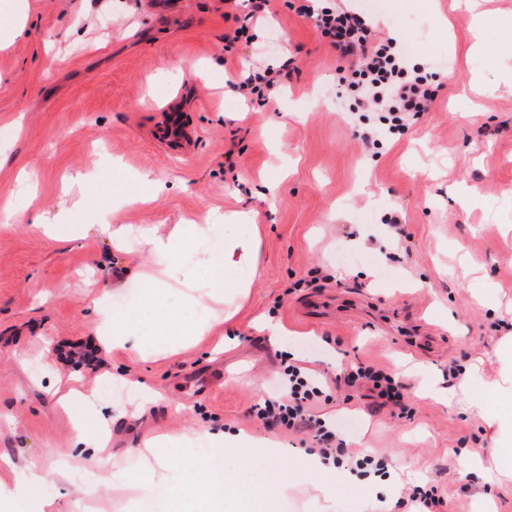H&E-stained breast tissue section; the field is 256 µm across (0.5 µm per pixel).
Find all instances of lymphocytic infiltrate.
Segmentation results:
<instances>
[{"label":"lymphocytic infiltrate","mask_w":512,"mask_h":512,"mask_svg":"<svg viewBox=\"0 0 512 512\" xmlns=\"http://www.w3.org/2000/svg\"><path fill=\"white\" fill-rule=\"evenodd\" d=\"M289 7L310 21L328 40L342 65L336 70L337 94L353 93L368 106L387 113L390 133H397L408 120L430 111L435 99L421 72H408L394 38L378 42L369 38V27L359 14L333 7L315 6L314 0H291ZM366 389L386 403L402 399L399 385L384 370L365 364L347 369L343 378L319 376L294 364L286 366L274 389L252 407L254 416L270 427L309 430L320 445L323 458L340 464L346 442L329 430L314 412L319 398L337 386Z\"/></svg>","instance_id":"f902f5d3"}]
</instances>
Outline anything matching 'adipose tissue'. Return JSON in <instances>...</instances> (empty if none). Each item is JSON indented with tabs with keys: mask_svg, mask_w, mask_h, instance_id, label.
Listing matches in <instances>:
<instances>
[{
	"mask_svg": "<svg viewBox=\"0 0 512 512\" xmlns=\"http://www.w3.org/2000/svg\"><path fill=\"white\" fill-rule=\"evenodd\" d=\"M216 216L209 215L202 222L175 225L167 236L155 235L150 228H133L124 224L112 227V236L120 241L142 238L152 251L160 256L179 252L187 243H194L203 263L209 268L206 280H199L194 267L180 263H166L140 275L146 292H166L182 298L184 304L195 309L192 324L181 334L184 342L193 341L196 336L207 332L214 322H231L248 300L258 275L259 230L257 225L241 229L240 225L228 223L224 226V251L212 256L208 243L215 230ZM99 334L111 344L113 350L135 352L146 359L156 358L157 350L146 333L138 329L132 315L114 316L103 314ZM500 355L505 363L500 380L493 392L498 404L497 410L487 412L484 420L497 436L498 446L488 458L463 456L459 464L465 469L478 468L495 475L512 468V344L502 346ZM168 439L151 437L145 440L139 454L146 466V475L134 478L127 473L115 471L105 475V485L111 486L112 493L127 500H142L160 496L175 477L168 456ZM69 464L49 474L32 470L16 472L13 484L0 483V501L28 505L30 487L45 483L59 485L67 480Z\"/></svg>",
	"mask_w": 512,
	"mask_h": 512,
	"instance_id": "obj_1",
	"label": "adipose tissue"
}]
</instances>
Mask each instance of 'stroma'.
Masks as SVG:
<instances>
[{
  "label": "stroma",
  "mask_w": 512,
  "mask_h": 512,
  "mask_svg": "<svg viewBox=\"0 0 512 512\" xmlns=\"http://www.w3.org/2000/svg\"><path fill=\"white\" fill-rule=\"evenodd\" d=\"M28 0L27 28L0 48V453L51 472L76 427L112 417L104 465L138 477L147 435L243 430L271 447L221 448L224 480L265 494L253 462L276 459L294 480L288 512H392L413 485L437 487L444 512H512V480L462 470V455L496 445L476 403L501 373L512 339V0H332L362 14L371 38L397 37L409 65L445 83L430 112L394 136L380 113L336 95L341 61L312 25L271 0L251 44L224 0ZM288 64L265 105L235 86L249 68ZM454 79H447V72ZM259 214V275L219 357L223 324L155 361L115 354L96 336L98 308L124 314L172 306L146 297L137 271L158 263L148 244L117 250L112 224L164 236L207 213ZM44 214V231L30 223ZM491 291L476 297L478 283ZM289 331L272 346L252 325ZM339 374L358 362L403 386L408 416L347 388L318 412L353 449L380 460L368 479L349 467L312 469L311 435L271 429L251 413L290 363ZM455 389L448 404L431 383ZM85 397L61 407L57 391ZM149 410L138 415V400ZM179 479L166 512H202L192 450L171 445ZM97 485L88 510L130 512Z\"/></svg>",
  "instance_id": "obj_1"
}]
</instances>
